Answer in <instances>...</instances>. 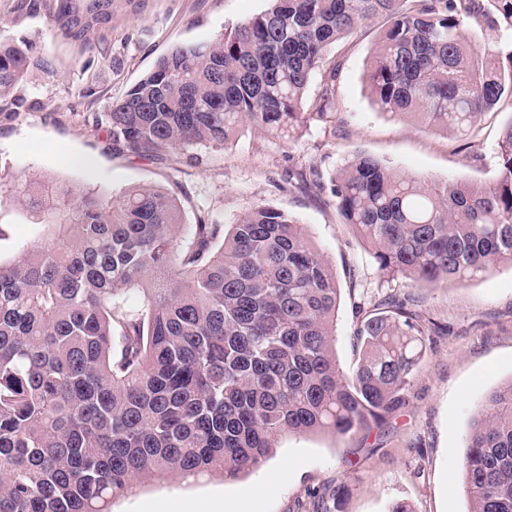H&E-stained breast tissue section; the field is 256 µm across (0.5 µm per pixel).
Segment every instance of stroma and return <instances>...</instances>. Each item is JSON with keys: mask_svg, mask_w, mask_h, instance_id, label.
I'll return each mask as SVG.
<instances>
[{"mask_svg": "<svg viewBox=\"0 0 512 512\" xmlns=\"http://www.w3.org/2000/svg\"><path fill=\"white\" fill-rule=\"evenodd\" d=\"M50 0H0V41L26 39L55 64L54 77L30 73L19 88L20 116L0 114V170L16 180L51 178L95 193L119 196L151 186L178 198L203 200L212 219L235 222L259 203L294 216L329 261L341 288L332 351L351 372L360 346L353 301L373 304L404 294L403 282L379 274L354 229L342 224L328 185L341 159L372 154L398 173L426 180L491 182L497 144L512 120V103L477 117L470 135L428 130L379 114L364 80L377 31L365 25L332 45L341 66L331 123L312 124L285 144L244 127L221 150L190 149L178 169L135 154L113 155L93 127L152 70L173 45H202L224 29L257 15L267 0H112V19L88 41L63 37ZM315 166L320 186L303 184L302 168ZM39 233L10 193L0 192V260L10 261ZM441 325L429 336L405 407L386 425L340 440L327 432L283 434L269 466L287 465V477L267 482L263 469L227 479L155 478L111 500L110 512H224L228 502L256 498L260 512H468L462 459L469 423L484 397L512 378V266L447 287L415 289Z\"/></svg>", "mask_w": 512, "mask_h": 512, "instance_id": "1", "label": "stroma"}]
</instances>
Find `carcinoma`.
Wrapping results in <instances>:
<instances>
[{
	"instance_id": "1",
	"label": "carcinoma",
	"mask_w": 512,
	"mask_h": 512,
	"mask_svg": "<svg viewBox=\"0 0 512 512\" xmlns=\"http://www.w3.org/2000/svg\"><path fill=\"white\" fill-rule=\"evenodd\" d=\"M110 5L53 0V17L85 41ZM374 21L378 112L463 135L512 99V0H269L206 45L173 46L96 130L113 154L158 161L223 149L247 123L288 142L329 118L328 48ZM477 29L508 38L483 46ZM35 69L54 74L26 41L0 43V112L17 115ZM330 186L380 275L409 288L512 265V120L491 184L422 181L357 152ZM16 192L42 234L0 262V512H108L144 478L258 469L286 432H369L405 404L439 331L410 293L383 312L361 303L346 374L331 351L336 273L285 211L200 215L184 233L181 201L159 189L112 199L43 179ZM462 467L469 512H512V378L471 417Z\"/></svg>"
}]
</instances>
